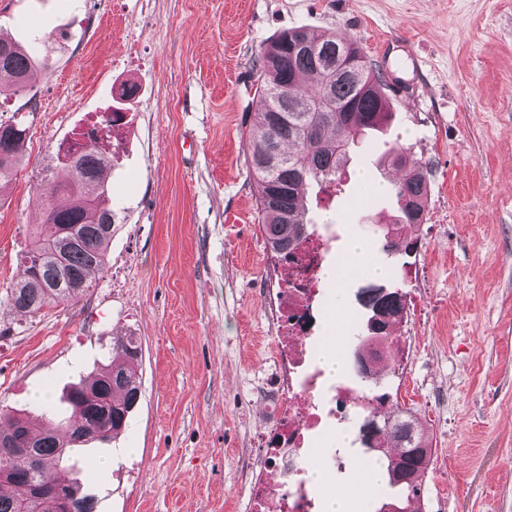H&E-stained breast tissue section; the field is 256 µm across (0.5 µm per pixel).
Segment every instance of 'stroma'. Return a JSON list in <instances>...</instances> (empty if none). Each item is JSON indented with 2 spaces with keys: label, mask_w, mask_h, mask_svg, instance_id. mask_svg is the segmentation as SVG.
I'll list each match as a JSON object with an SVG mask.
<instances>
[{
  "label": "stroma",
  "mask_w": 512,
  "mask_h": 512,
  "mask_svg": "<svg viewBox=\"0 0 512 512\" xmlns=\"http://www.w3.org/2000/svg\"><path fill=\"white\" fill-rule=\"evenodd\" d=\"M355 40L409 104L351 153L308 217L334 234L328 266L368 245L343 283L325 282L315 352L349 358L366 316L361 291L398 288L407 318L382 390L428 433L432 458L412 512H512V0H0V36L52 72L37 109L0 106L28 129L16 178L0 188V410L46 425L65 388L137 337L141 381L125 429L76 475L94 512H246L248 465L273 427L269 314L284 269L270 257L248 169L264 99L261 45L285 30ZM416 51L421 67L408 56ZM124 114L109 183L117 218L107 265L77 298L37 315L7 289L42 215L36 194L59 143L102 113ZM427 170L421 243L385 262L375 225L396 208L384 153ZM349 408L340 430L355 490L368 467Z\"/></svg>",
  "instance_id": "1"
}]
</instances>
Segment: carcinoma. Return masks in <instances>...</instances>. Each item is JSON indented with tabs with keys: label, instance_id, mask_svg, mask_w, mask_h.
<instances>
[{
	"label": "carcinoma",
	"instance_id": "cac0c4a2",
	"mask_svg": "<svg viewBox=\"0 0 512 512\" xmlns=\"http://www.w3.org/2000/svg\"><path fill=\"white\" fill-rule=\"evenodd\" d=\"M343 49L360 51L355 43L334 35L285 31L257 55V90L265 106L249 129L247 160L258 184L265 239L275 253L287 251L309 232L304 188L332 187L339 168L363 145L366 133L393 118L382 91L386 80L371 60L358 77L328 71L336 51ZM49 70L47 59L0 39V97L28 94ZM26 136L20 125L0 122V188L16 175ZM388 157L400 177L392 185L397 214L380 230L383 250L407 254L415 249L414 234L426 221V169L399 145L389 149ZM58 165L60 172L42 180V222L21 258L22 275L10 294V305L32 316L51 303L69 300L73 290H89L90 271L105 268V244L115 223L103 178L112 169V158L90 146ZM361 302L368 311L385 316L383 333L369 341L377 364L369 372L354 366L358 386L372 391L383 384L379 364L392 356L391 330L407 316L406 299L399 290L382 294L369 287L363 289ZM139 352L132 336L114 345L111 363L65 393L67 416L40 435L32 433L24 416L8 417L7 427H0V472L9 473L6 484L12 492L0 495V512H46L30 499L36 481L42 483L44 501L53 500L62 488L71 495L76 512H93V499L80 494L71 478L76 467L72 448L77 442L105 440L125 427L139 399L140 379L134 370ZM358 434L383 463L388 485L397 492L398 500L382 504L378 512H408V504L422 497L432 457L429 437L399 407L364 416Z\"/></svg>",
	"mask_w": 512,
	"mask_h": 512
}]
</instances>
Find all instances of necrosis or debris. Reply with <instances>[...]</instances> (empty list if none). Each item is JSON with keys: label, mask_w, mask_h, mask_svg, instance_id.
<instances>
[{"label": "necrosis or debris", "mask_w": 512, "mask_h": 512, "mask_svg": "<svg viewBox=\"0 0 512 512\" xmlns=\"http://www.w3.org/2000/svg\"><path fill=\"white\" fill-rule=\"evenodd\" d=\"M328 252V238L315 232L300 239L283 260L286 275L275 308V370L284 382L282 415L256 463L268 471V478L254 476L248 481V512H319V499L306 477L314 455L311 440L345 411L348 401L361 397L360 392L335 386L314 363L306 344L320 325L318 306Z\"/></svg>", "instance_id": "4bbe7bcc"}]
</instances>
